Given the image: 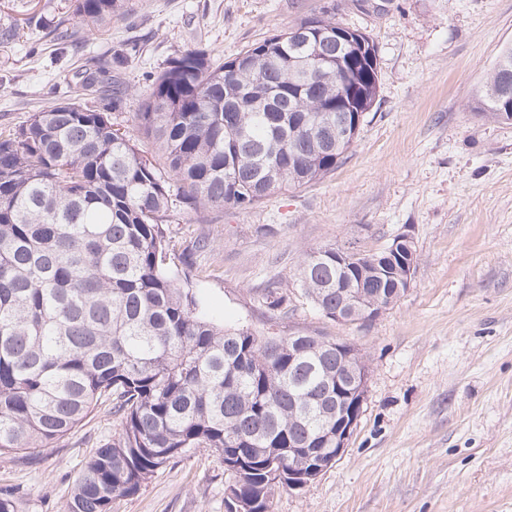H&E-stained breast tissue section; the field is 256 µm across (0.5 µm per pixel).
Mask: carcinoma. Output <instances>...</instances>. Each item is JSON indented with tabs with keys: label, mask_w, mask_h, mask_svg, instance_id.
<instances>
[{
	"label": "carcinoma",
	"mask_w": 512,
	"mask_h": 512,
	"mask_svg": "<svg viewBox=\"0 0 512 512\" xmlns=\"http://www.w3.org/2000/svg\"><path fill=\"white\" fill-rule=\"evenodd\" d=\"M75 25L92 31L128 11L126 0H74ZM351 41H336V31ZM366 45L348 60L350 44ZM377 50L364 32L327 13L256 42L222 65L186 48L153 75L135 125L111 113L131 93L129 52L84 76L75 97L0 130V455L30 458L110 406L114 437L79 473L64 512H111L172 460L209 448L232 471L247 512H272L288 487V449L316 447L323 410L348 401L336 340L315 345L259 336L214 320L189 273L172 267L164 218L186 210H247L336 170L358 133H338L342 79L379 89ZM482 114L512 113V45L477 91ZM153 140L164 168L136 137ZM351 259L336 262V254ZM374 253L326 246L303 254L286 289L329 317L341 290L384 298L406 287ZM305 420L290 421L300 400Z\"/></svg>",
	"instance_id": "1"
}]
</instances>
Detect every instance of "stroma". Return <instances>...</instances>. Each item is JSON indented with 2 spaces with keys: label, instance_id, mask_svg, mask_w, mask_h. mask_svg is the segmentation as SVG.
<instances>
[{
  "label": "stroma",
  "instance_id": "1",
  "mask_svg": "<svg viewBox=\"0 0 512 512\" xmlns=\"http://www.w3.org/2000/svg\"><path fill=\"white\" fill-rule=\"evenodd\" d=\"M128 14L59 44L72 0H0V127L69 99L82 72L139 45L120 127L147 77L199 45L224 63L248 45L329 10L378 48L377 102L322 181L248 210L186 212L165 223L189 253L193 285L225 324L270 336L305 332L358 347L368 366L363 412L344 454L314 482L283 489L272 512H512V122L486 118L476 91L512 43V0H130ZM409 234L411 284L374 321L343 324L300 294L287 312L264 288L287 283L306 250L376 251ZM207 237L209 248L195 245ZM116 423L101 408L40 451L0 457V487L20 512H62L94 448ZM221 457L202 448L171 462L112 512H225Z\"/></svg>",
  "mask_w": 512,
  "mask_h": 512
}]
</instances>
